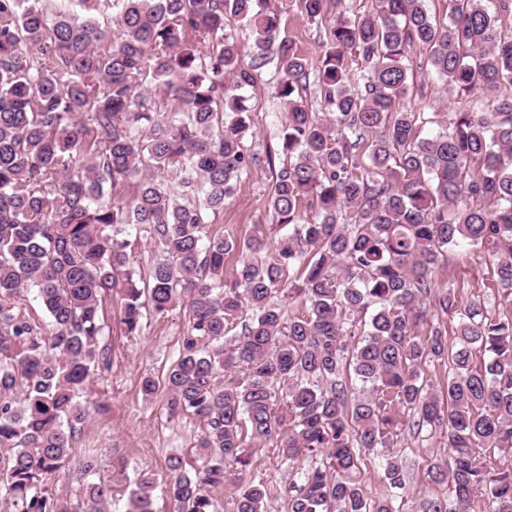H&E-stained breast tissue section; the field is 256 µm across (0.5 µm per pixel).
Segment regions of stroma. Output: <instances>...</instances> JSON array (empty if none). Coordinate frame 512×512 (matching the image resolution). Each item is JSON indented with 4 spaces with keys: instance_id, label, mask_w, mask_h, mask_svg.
Instances as JSON below:
<instances>
[{
    "instance_id": "1",
    "label": "stroma",
    "mask_w": 512,
    "mask_h": 512,
    "mask_svg": "<svg viewBox=\"0 0 512 512\" xmlns=\"http://www.w3.org/2000/svg\"><path fill=\"white\" fill-rule=\"evenodd\" d=\"M271 3L282 15L285 34L310 60H317L321 49L316 23L302 16L296 0H271ZM276 83L275 67L270 64L259 70L254 86L243 91L252 118L250 145L275 153L284 134L278 120L283 106ZM400 104L424 112L456 109L455 104L449 103L441 83L421 77ZM275 161L280 164L284 158L276 153ZM272 185V172L266 167L243 176L234 197L225 201L223 213L214 218L211 233L240 238L251 234L254 225L271 223ZM434 281L441 287L455 283L463 300L481 299L490 316L512 315V295L497 284L487 257L449 255L447 266L437 270ZM103 312L106 323L103 340L111 348L112 366L108 372L94 374L89 381V392L103 408L85 421L74 444V453L79 456L87 449L95 450L100 458L97 476L112 484L110 512H126L129 492L140 473L150 472L158 480H166L165 458L172 453L184 454L194 465L201 462L196 446L199 422L192 417H168L164 396L147 402L140 393L143 376L162 377L177 357L188 314L185 308L178 307L160 319L147 317L140 335L128 336L120 322L118 297L106 298ZM397 450L408 476L404 512H423V503L428 499L447 500V485L433 483L427 476L429 465L448 454L439 438L422 441L405 433L397 442ZM251 477L267 488L268 512H286L285 491L297 479L295 470L275 455L265 453Z\"/></svg>"
}]
</instances>
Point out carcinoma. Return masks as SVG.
Returning a JSON list of instances; mask_svg holds the SVG:
<instances>
[{
    "label": "carcinoma",
    "mask_w": 512,
    "mask_h": 512,
    "mask_svg": "<svg viewBox=\"0 0 512 512\" xmlns=\"http://www.w3.org/2000/svg\"><path fill=\"white\" fill-rule=\"evenodd\" d=\"M69 2L84 15L0 0V494L13 512L111 504L112 485L90 480L98 456L73 458V443L97 408L83 398L89 379L111 367L101 304L114 290L129 336L148 314L188 308L163 381L146 376L140 389L149 400L162 387L169 416L198 418L206 450L199 467L169 455L162 485L140 475L127 512H155L158 490L176 512H215L212 491L229 482L232 512H267L266 486L240 477L263 449L300 470L288 512H400L407 475L394 447L406 430L446 438L430 477L458 512L477 498L482 512H512V471L492 462L512 450V317L489 318L433 278L448 254L475 250L512 288V0H450L444 19L427 0H372L352 15L336 0L316 65L282 35L270 0H112L114 37L100 0ZM323 2L299 8L313 22ZM231 19L249 31V64L224 36ZM411 47L457 111L399 106L414 84ZM270 63L288 158L270 196L276 223L212 238L210 217L242 177L274 167L246 145L238 94ZM312 84L323 119L307 104ZM477 91L484 112L468 106ZM122 227L158 251L142 288ZM28 291L47 336L19 307ZM278 297L300 312L285 317ZM431 308L455 323L453 341L428 323ZM437 362L448 366L440 389L426 376ZM366 451L384 498L352 478ZM308 459L319 464L301 467ZM66 468L79 475L75 504L53 489Z\"/></svg>",
    "instance_id": "cac0c4a2"
}]
</instances>
